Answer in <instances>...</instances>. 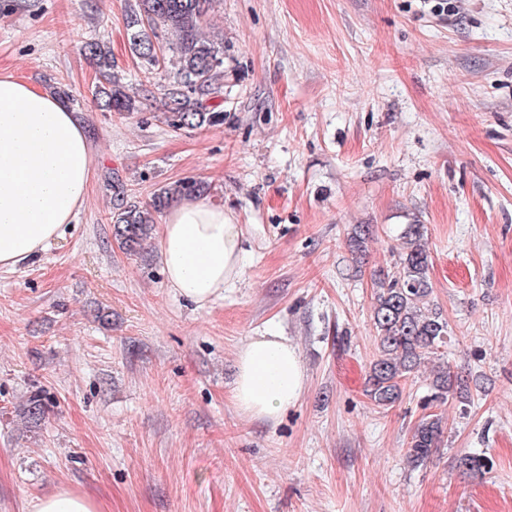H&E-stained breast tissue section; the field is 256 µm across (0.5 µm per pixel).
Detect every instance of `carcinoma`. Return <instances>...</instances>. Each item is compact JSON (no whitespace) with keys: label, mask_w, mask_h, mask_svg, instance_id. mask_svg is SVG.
<instances>
[{"label":"carcinoma","mask_w":512,"mask_h":512,"mask_svg":"<svg viewBox=\"0 0 512 512\" xmlns=\"http://www.w3.org/2000/svg\"><path fill=\"white\" fill-rule=\"evenodd\" d=\"M214 0H135L127 17L131 53L150 68L173 73L171 88L164 100L167 125L174 130L224 124V110L218 100L224 90V45L202 32L205 18ZM172 37L169 53L156 49L159 33ZM82 52L107 81L95 90L100 107L109 112L135 111V95L114 72L111 50L94 39L86 41ZM116 207L112 212V237L126 254L145 248L154 228V215L182 196L202 195L209 186L196 180H179L163 186L150 204L141 206L125 201L123 183L108 182ZM425 226L405 225L399 236L393 268L372 271L376 286L372 320L376 331V353L369 363L365 395L378 408L388 410L403 394V384L422 364L439 357V349L448 344V321L434 307L433 285L428 271L431 256L424 238ZM371 234L367 224L354 227L350 248L361 258ZM429 394L423 414L414 426L405 459L412 468L424 465L439 448L445 433L442 414L429 408L449 401L461 407L473 399L472 388L478 378L454 369L449 362L437 363L431 371ZM46 404L41 395L29 398L24 409L26 419L38 423L45 417ZM462 473L478 476L486 472V457L463 454L458 460Z\"/></svg>","instance_id":"carcinoma-1"}]
</instances>
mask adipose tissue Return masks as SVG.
Here are the masks:
<instances>
[{"mask_svg":"<svg viewBox=\"0 0 512 512\" xmlns=\"http://www.w3.org/2000/svg\"><path fill=\"white\" fill-rule=\"evenodd\" d=\"M92 150L80 120L57 97L0 76V267L26 263L61 236L82 209ZM242 227L223 207L188 198L166 214L158 253L166 283L204 309L240 277ZM236 408L276 420L301 399L306 373L287 337H250L237 353Z\"/></svg>","mask_w":512,"mask_h":512,"instance_id":"ef3b65f1","label":"adipose tissue"}]
</instances>
